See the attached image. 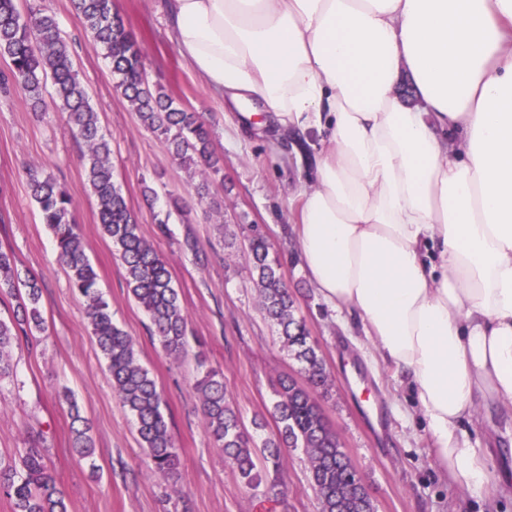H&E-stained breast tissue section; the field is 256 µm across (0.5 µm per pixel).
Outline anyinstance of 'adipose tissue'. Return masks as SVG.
I'll return each instance as SVG.
<instances>
[{"mask_svg": "<svg viewBox=\"0 0 512 512\" xmlns=\"http://www.w3.org/2000/svg\"><path fill=\"white\" fill-rule=\"evenodd\" d=\"M207 89L317 129L299 258L413 390L471 495L512 492L463 428L512 433V0H159ZM410 74L414 103L398 96Z\"/></svg>", "mask_w": 512, "mask_h": 512, "instance_id": "obj_1", "label": "adipose tissue"}]
</instances>
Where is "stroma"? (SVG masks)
Wrapping results in <instances>:
<instances>
[{"mask_svg":"<svg viewBox=\"0 0 512 512\" xmlns=\"http://www.w3.org/2000/svg\"><path fill=\"white\" fill-rule=\"evenodd\" d=\"M49 9L67 40L79 78L112 139V168L140 231L169 261L175 287L188 316L187 352L174 358L149 334V320L129 295L124 269L111 240L97 221L80 148L64 113L44 117L22 95L0 94V244L11 247L22 270L44 282V332L21 339L13 349L22 389L0 384V451L22 448L28 434L40 433L48 446V466L70 512H318L302 449L284 460L286 506L267 510L225 462L208 435L194 382L202 368L224 373V383L245 423L262 422L259 437L276 429L270 410L273 387L299 366L262 315L249 281L246 248L224 245V227H262L278 255L298 313L304 318L334 385L318 402L362 476L376 512H512V497H472L453 484L433 456L430 439L413 409L411 390L378 360L354 321L317 295L297 255L295 210L288 200L310 183L317 130L269 142L258 129L235 134L224 121V102L190 70L167 36L156 0H114L135 36L150 84L163 86L183 107L202 115L215 151L224 157V180L198 197L187 173L165 143L145 130L129 102L113 84L103 50L86 34L74 0H27ZM56 176L72 195L87 254L114 321L136 341L165 405L163 413L177 440L179 466L171 478L148 473L146 451L135 423L112 390V378L91 334L85 302L71 288L51 233L41 224L30 197L27 168ZM158 197L148 200L145 187ZM182 196L188 219L171 215L155 222L168 193ZM197 252L183 246L186 233ZM73 396L88 421L92 461L80 459L70 440ZM466 429L486 448L489 467L512 468V439L488 444L484 411Z\"/></svg>","mask_w":512,"mask_h":512,"instance_id":"1","label":"stroma"}]
</instances>
